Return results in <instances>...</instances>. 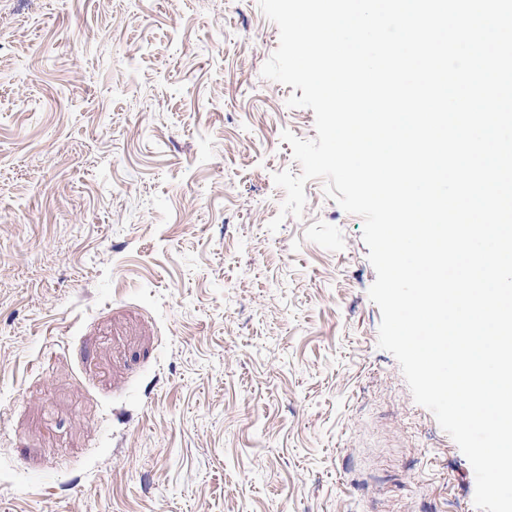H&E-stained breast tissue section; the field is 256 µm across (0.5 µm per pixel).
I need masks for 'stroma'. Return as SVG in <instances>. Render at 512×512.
Returning <instances> with one entry per match:
<instances>
[{
	"mask_svg": "<svg viewBox=\"0 0 512 512\" xmlns=\"http://www.w3.org/2000/svg\"><path fill=\"white\" fill-rule=\"evenodd\" d=\"M258 0H0V512H477L300 174Z\"/></svg>",
	"mask_w": 512,
	"mask_h": 512,
	"instance_id": "stroma-1",
	"label": "stroma"
}]
</instances>
